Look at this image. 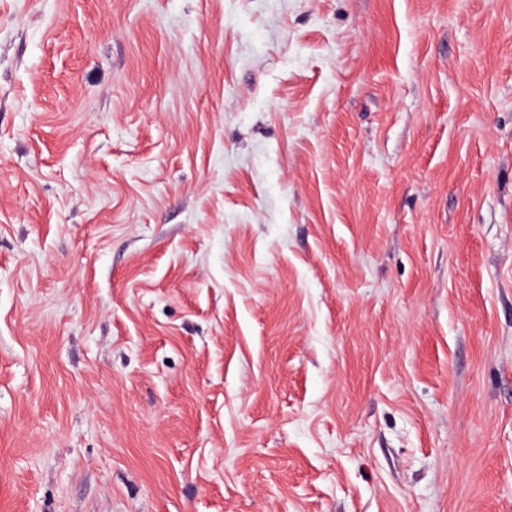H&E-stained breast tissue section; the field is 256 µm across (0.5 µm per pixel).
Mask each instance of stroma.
Returning a JSON list of instances; mask_svg holds the SVG:
<instances>
[{"mask_svg":"<svg viewBox=\"0 0 512 512\" xmlns=\"http://www.w3.org/2000/svg\"><path fill=\"white\" fill-rule=\"evenodd\" d=\"M0 512H512V0H0Z\"/></svg>","mask_w":512,"mask_h":512,"instance_id":"obj_1","label":"stroma"}]
</instances>
